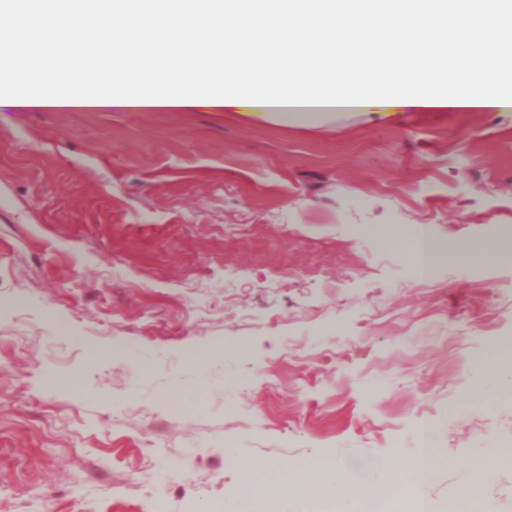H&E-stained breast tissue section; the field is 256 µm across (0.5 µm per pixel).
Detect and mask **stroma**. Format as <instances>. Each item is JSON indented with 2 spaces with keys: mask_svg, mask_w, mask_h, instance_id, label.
<instances>
[{
  "mask_svg": "<svg viewBox=\"0 0 512 512\" xmlns=\"http://www.w3.org/2000/svg\"><path fill=\"white\" fill-rule=\"evenodd\" d=\"M420 224L473 258L420 282ZM499 231L512 111L0 110V512H251L231 451L354 477L424 423L512 452V391L470 397L512 346ZM465 482L425 492L443 512ZM337 509L291 486L268 512Z\"/></svg>",
  "mask_w": 512,
  "mask_h": 512,
  "instance_id": "35a3bbf8",
  "label": "stroma"
}]
</instances>
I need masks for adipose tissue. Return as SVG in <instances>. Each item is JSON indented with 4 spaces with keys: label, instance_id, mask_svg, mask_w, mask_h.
<instances>
[{
    "label": "adipose tissue",
    "instance_id": "adipose-tissue-1",
    "mask_svg": "<svg viewBox=\"0 0 512 512\" xmlns=\"http://www.w3.org/2000/svg\"><path fill=\"white\" fill-rule=\"evenodd\" d=\"M81 65L92 75L103 59L93 49L112 16V82L64 86L61 76L27 82L0 62V106L148 112L206 108L243 112L288 125H312L336 115L390 112L512 110V0H66ZM177 14L172 40L184 48L176 66L144 81V65L126 53L133 32L154 36L161 10ZM337 47L324 50L323 36ZM512 387V350L501 349L481 369L478 398ZM242 471L279 485L289 474L321 473L335 492L345 467L314 459L290 472L238 458ZM407 478L390 512H432L423 488L429 471L412 464L401 475L378 466L371 485Z\"/></svg>",
    "mask_w": 512,
    "mask_h": 512
}]
</instances>
